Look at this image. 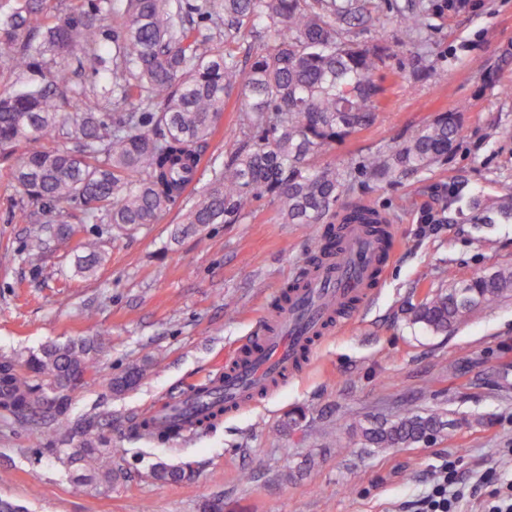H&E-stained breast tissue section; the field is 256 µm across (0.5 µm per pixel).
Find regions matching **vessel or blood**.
I'll return each instance as SVG.
<instances>
[{
  "label": "vessel or blood",
  "instance_id": "obj_1",
  "mask_svg": "<svg viewBox=\"0 0 512 512\" xmlns=\"http://www.w3.org/2000/svg\"><path fill=\"white\" fill-rule=\"evenodd\" d=\"M395 228L387 224L375 234L360 224L347 225L339 247L317 270L305 287L294 289L283 309L270 313L256 345L243 361H230L214 378V389L225 411L238 410L247 396L270 392L296 376L304 358L326 337L332 319L350 324L353 312L343 311L351 298L367 300L395 250ZM200 399L181 395L167 400L165 408L153 409L158 422L176 423L190 429L205 414Z\"/></svg>",
  "mask_w": 512,
  "mask_h": 512
}]
</instances>
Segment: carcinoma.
Listing matches in <instances>:
<instances>
[{"label":"carcinoma","mask_w":512,"mask_h":512,"mask_svg":"<svg viewBox=\"0 0 512 512\" xmlns=\"http://www.w3.org/2000/svg\"><path fill=\"white\" fill-rule=\"evenodd\" d=\"M48 0H0V62L36 80L0 93V157L24 152L12 169L34 219V239L70 237L76 229L57 219L62 203L90 217L132 231L153 224L197 179V159L234 93L243 97L242 138L213 168L192 202L185 231L232 223L252 202L280 203L286 224H327L308 254L310 267L334 254L341 227L329 219L351 189L344 165L313 169L308 157L370 126L385 89L375 73L390 48L355 40L352 30L385 17L382 0H69L57 14ZM405 39L430 27L422 4L388 3ZM118 18L108 26L110 17ZM207 24L202 31L200 24ZM263 31L260 51L241 38ZM224 34V47L214 44ZM80 52L102 75L88 84L67 56ZM250 61L242 71L239 54ZM112 111H107V108ZM466 105L442 112L430 125L370 154L365 174L396 179L426 170L456 147ZM52 141L53 147L43 146ZM346 224L377 225L375 211L352 209ZM77 267L90 273L101 263L92 244L80 245ZM512 293V267L459 279L412 307L413 321L447 333L472 314ZM102 344L86 339L52 345L19 362L0 360V410L20 419L55 425L67 419L69 392L86 382ZM145 368L114 378L115 393L132 388ZM481 424L438 411L408 412L360 430L366 448H409L445 432ZM85 418L70 428L80 437L74 461L105 486L122 477L112 449ZM137 438L174 439L177 425L145 418L131 427ZM191 465L159 464V482H179Z\"/></svg>","instance_id":"carcinoma-1"}]
</instances>
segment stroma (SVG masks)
Returning <instances> with one entry per match:
<instances>
[{
	"label": "stroma",
	"instance_id": "35a3bbf8",
	"mask_svg": "<svg viewBox=\"0 0 512 512\" xmlns=\"http://www.w3.org/2000/svg\"><path fill=\"white\" fill-rule=\"evenodd\" d=\"M431 29L424 56L403 42L393 20L356 30L358 41L387 43L379 71L386 89L374 123L313 154L312 167L357 169L336 205H367L389 218L397 256L370 301L332 331L298 379L206 432L164 443L129 437L128 418L224 370L261 316L305 265L317 224H286L279 202H253L236 223L183 232L189 200L157 221L124 232L59 205L70 238L35 245L24 197L0 161V358H24L49 344L108 332L86 385L71 394L70 417L97 416L125 476L112 487H75L67 461L79 441L48 433L65 455L42 454L29 427L0 411V498L27 512H409L436 467L460 475L512 468V389L499 373L512 363V296L451 332L412 323L409 309L447 288L448 270L467 278L512 266V221L483 223L482 209L512 195V0H427ZM467 103L455 150L428 170L386 181L360 173L364 158L406 138L439 113ZM242 100L231 98L205 150L199 179L242 137ZM103 260L90 275L75 267L81 242ZM146 373L114 393L110 381L133 365ZM450 410L479 419L414 448L362 447L359 429L409 411ZM302 411L298 429L282 430ZM347 446L337 454L334 438ZM192 462L191 479L162 484L156 464Z\"/></svg>",
	"mask_w": 512,
	"mask_h": 512
}]
</instances>
